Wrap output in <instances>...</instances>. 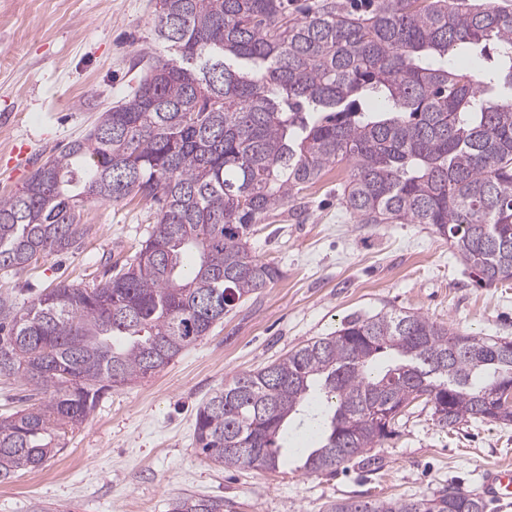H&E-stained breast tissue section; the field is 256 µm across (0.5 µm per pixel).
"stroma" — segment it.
Segmentation results:
<instances>
[{"mask_svg": "<svg viewBox=\"0 0 512 512\" xmlns=\"http://www.w3.org/2000/svg\"><path fill=\"white\" fill-rule=\"evenodd\" d=\"M157 0H0V196L21 192L58 145L84 136L134 85L154 39ZM347 164L253 225L254 255L278 280L237 302L160 372L116 387L42 468L0 484V512L32 503L77 512H167L182 495L221 497L234 512H325L340 499H417L445 488L479 493L487 468L512 465V424L440 427L424 402L372 448L379 468L335 474L223 468L194 441L197 407L225 377L264 367L351 316L418 312L476 336L512 339V283L479 286L445 237L425 224H358L340 203ZM81 248L0 271L16 302L68 281L98 283L128 262L156 222L141 196L87 202Z\"/></svg>", "mask_w": 512, "mask_h": 512, "instance_id": "1", "label": "stroma"}]
</instances>
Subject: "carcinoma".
Returning <instances> with one entry per match:
<instances>
[{
    "mask_svg": "<svg viewBox=\"0 0 512 512\" xmlns=\"http://www.w3.org/2000/svg\"><path fill=\"white\" fill-rule=\"evenodd\" d=\"M157 0L153 58L124 100L0 197V270L79 248L89 199L139 194L156 224L132 262L91 288L59 284L21 307L0 298V378L44 400L0 418V483L61 452L99 402L209 335L279 269L251 227L332 166L359 224H427L485 286L512 281V11L491 2ZM469 55L477 73L454 59ZM512 357L498 340L381 311L224 379L195 414L197 449L275 472L289 431L311 434L299 470L333 474L425 399L442 428L512 423ZM185 495L169 512H231ZM326 512H448V492L346 499Z\"/></svg>",
    "mask_w": 512,
    "mask_h": 512,
    "instance_id": "obj_1",
    "label": "carcinoma"
}]
</instances>
